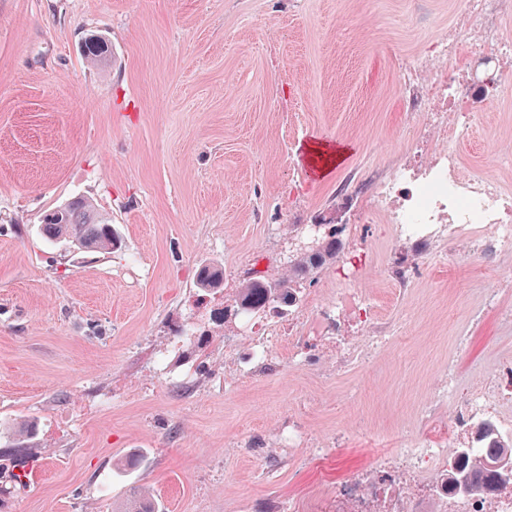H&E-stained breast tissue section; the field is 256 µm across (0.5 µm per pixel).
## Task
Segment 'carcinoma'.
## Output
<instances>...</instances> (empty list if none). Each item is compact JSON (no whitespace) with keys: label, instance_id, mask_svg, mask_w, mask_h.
<instances>
[{"label":"carcinoma","instance_id":"cac0c4a2","mask_svg":"<svg viewBox=\"0 0 512 512\" xmlns=\"http://www.w3.org/2000/svg\"><path fill=\"white\" fill-rule=\"evenodd\" d=\"M83 53L88 63L95 66L105 64L108 61L106 39L101 36L88 39L84 44ZM339 232L340 229L336 228V225H326L321 247L296 257L288 267V278L269 281L259 275L248 279L239 292L238 308L260 318L284 316L285 310L298 303L300 294L311 285L314 275L335 261L341 253L338 244ZM42 233L50 241L68 240L90 252H102L117 246V239L108 218L101 215L83 196H74L46 214ZM223 281V269L204 264L197 272L196 287L203 291H211L219 288ZM477 440L482 443V447L492 449L491 460L497 476L504 480L511 479L512 475L505 472L499 463L505 459L512 461V440L499 434L493 425L485 423L478 428ZM468 458L469 454H462L451 470L456 485H471L474 469L467 465ZM126 512L163 510L154 498L141 493L130 501Z\"/></svg>","mask_w":512,"mask_h":512}]
</instances>
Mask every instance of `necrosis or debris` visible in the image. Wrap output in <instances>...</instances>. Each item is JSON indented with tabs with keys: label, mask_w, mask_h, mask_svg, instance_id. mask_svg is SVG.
<instances>
[{
	"label": "necrosis or debris",
	"mask_w": 512,
	"mask_h": 512,
	"mask_svg": "<svg viewBox=\"0 0 512 512\" xmlns=\"http://www.w3.org/2000/svg\"><path fill=\"white\" fill-rule=\"evenodd\" d=\"M454 23L427 41L419 55L398 62L407 109L424 113L432 135L416 134L409 158L380 179L360 211L358 226L387 225L397 237H428L464 227L473 248L512 252V189L487 172L465 170L458 145L469 138L480 106H495L512 85V0H454ZM362 256L348 257L337 313H349L366 335L336 347V370L370 363L398 329L360 285ZM306 367L313 357L301 336L252 339L255 366L273 371L279 345ZM450 405L437 429L428 420ZM490 415L512 427V359H501L479 380L459 387L440 379L414 429L396 434L375 449V462L336 480L307 501L289 500L277 512H512V482H485L469 492L452 485L448 462L456 449L471 447L474 462L485 463L473 431Z\"/></svg>",
	"instance_id": "1"
}]
</instances>
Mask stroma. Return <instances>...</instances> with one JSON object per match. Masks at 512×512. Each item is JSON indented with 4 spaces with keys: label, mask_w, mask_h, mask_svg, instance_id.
Here are the masks:
<instances>
[{
    "label": "stroma",
    "mask_w": 512,
    "mask_h": 512,
    "mask_svg": "<svg viewBox=\"0 0 512 512\" xmlns=\"http://www.w3.org/2000/svg\"><path fill=\"white\" fill-rule=\"evenodd\" d=\"M451 0H0V455L22 451L24 487L0 512H123L149 488L165 512H259L320 493L279 448L288 423L352 441L339 475L373 461L376 437L408 428L444 373L463 381L512 358V328L482 295L512 255L464 234L351 250L362 286L403 338L375 365L333 373L337 265L298 304L253 329L224 316L253 272H284L295 225L340 217L357 183L406 158L419 116L403 109L395 54L448 28ZM90 33L112 59L91 68ZM512 112L485 107L460 145L466 168L498 173ZM343 145L331 171L302 158ZM109 218L121 247L84 252L41 233L74 195ZM218 290L195 286L204 263ZM430 269L398 297L384 271ZM311 337L315 360L238 379L252 336ZM34 424L33 438L16 436Z\"/></svg>",
    "instance_id": "35a3bbf8"
}]
</instances>
